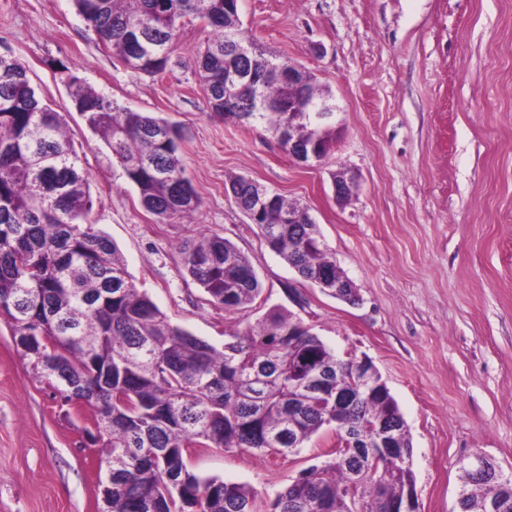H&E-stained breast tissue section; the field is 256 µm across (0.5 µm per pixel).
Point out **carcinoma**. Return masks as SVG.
Here are the masks:
<instances>
[{"mask_svg":"<svg viewBox=\"0 0 512 512\" xmlns=\"http://www.w3.org/2000/svg\"><path fill=\"white\" fill-rule=\"evenodd\" d=\"M102 45L135 73L164 72L184 20L211 28L193 63L210 112L271 135L288 131V59L269 56L243 28L238 0H73ZM70 96L137 189L142 208L161 224L192 216L201 199L184 176L178 125L118 106L68 67ZM235 203L266 245L300 278L336 290L338 267L313 243L315 224L288 223L300 208L243 176L231 180ZM266 205L254 214L252 198ZM92 199L66 122L39 95L26 68L0 55V316L13 335L37 339L25 356L34 375L58 370L79 383L72 394L94 409L101 451L112 461L105 512H257L245 484L203 478L188 469L190 448H251L296 454L327 426L358 431L371 419L401 429L387 389L354 394L355 358L343 360L319 336L279 310L230 336L219 350L173 325L138 288L117 245L88 223ZM190 277L227 311L254 302L261 284L231 241L202 234L181 246ZM278 492L270 512H352L359 482L370 512L414 487L404 466L372 474L368 454L327 460ZM459 512H512V485L462 471Z\"/></svg>","mask_w":512,"mask_h":512,"instance_id":"carcinoma-1","label":"carcinoma"}]
</instances>
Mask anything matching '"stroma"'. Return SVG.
I'll use <instances>...</instances> for the list:
<instances>
[{
	"label": "stroma",
	"instance_id": "obj_1",
	"mask_svg": "<svg viewBox=\"0 0 512 512\" xmlns=\"http://www.w3.org/2000/svg\"><path fill=\"white\" fill-rule=\"evenodd\" d=\"M259 44L309 72L336 105L332 152L299 164L262 128L211 116L191 52L209 30L186 24L165 72L106 53L72 0H0V52L28 70L66 120L88 176L89 220L116 243L139 288L175 325L215 347L271 309L289 312L339 357H368L404 416L420 512H456L458 462L481 453L512 472V0H239ZM139 112L181 126L179 155L202 207L159 224L86 125L66 73ZM357 189L337 202L332 173ZM246 176L307 205L360 304L303 281L265 244L229 191ZM233 242L261 293L227 311L188 275L182 243ZM86 404L34 378L0 318V512H102ZM336 441L299 454L189 449V470L243 483L269 507Z\"/></svg>",
	"mask_w": 512,
	"mask_h": 512
}]
</instances>
